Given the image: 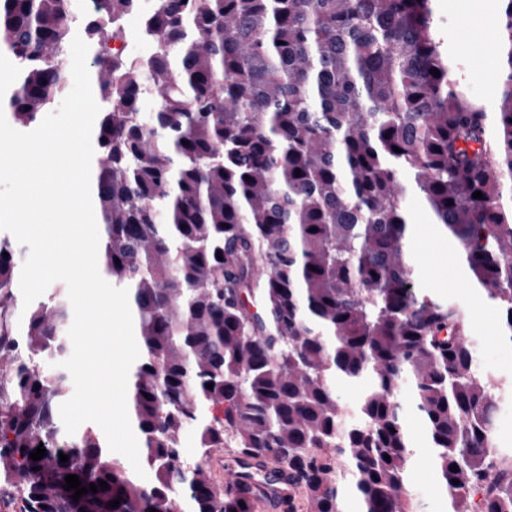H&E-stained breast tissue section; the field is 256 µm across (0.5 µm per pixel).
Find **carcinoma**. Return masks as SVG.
I'll use <instances>...</instances> for the list:
<instances>
[{
  "mask_svg": "<svg viewBox=\"0 0 512 512\" xmlns=\"http://www.w3.org/2000/svg\"><path fill=\"white\" fill-rule=\"evenodd\" d=\"M94 2L79 19L71 0H0V51L21 68L0 103L16 124L66 94L74 36L117 38L144 0ZM151 2L150 55L93 59L99 264L131 297L130 417L150 480L94 429L63 432L69 376L45 359L67 350L65 289L19 325L0 239V493L20 512H257L256 482L276 474L293 490L284 512H343L347 487L362 512H416L405 395L450 512H512V453L494 443L512 384L476 366L453 305L416 291L399 181L512 342V0L490 106L456 76L432 0ZM339 382L362 386L353 417ZM223 448L240 472L221 484ZM70 474L97 492L73 501Z\"/></svg>",
  "mask_w": 512,
  "mask_h": 512,
  "instance_id": "obj_1",
  "label": "carcinoma"
}]
</instances>
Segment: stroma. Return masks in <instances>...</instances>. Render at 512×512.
I'll use <instances>...</instances> for the list:
<instances>
[{
    "instance_id": "obj_1",
    "label": "stroma",
    "mask_w": 512,
    "mask_h": 512,
    "mask_svg": "<svg viewBox=\"0 0 512 512\" xmlns=\"http://www.w3.org/2000/svg\"><path fill=\"white\" fill-rule=\"evenodd\" d=\"M501 8L499 0H436L437 29L449 52L460 58L464 71L476 93L493 100L495 83L483 81L472 64L476 52L469 28L496 23ZM414 232L409 253L415 264V288L452 303L466 322V336L477 366L495 377L512 381V343L500 340L498 311L486 295L473 288L468 279L457 278L453 266L456 248L447 245L430 247L434 233L431 218L413 191L404 194ZM406 424L415 450L413 468L408 477V491L420 504L421 512H449V506L432 478L433 458L426 446L422 424L408 416Z\"/></svg>"
}]
</instances>
